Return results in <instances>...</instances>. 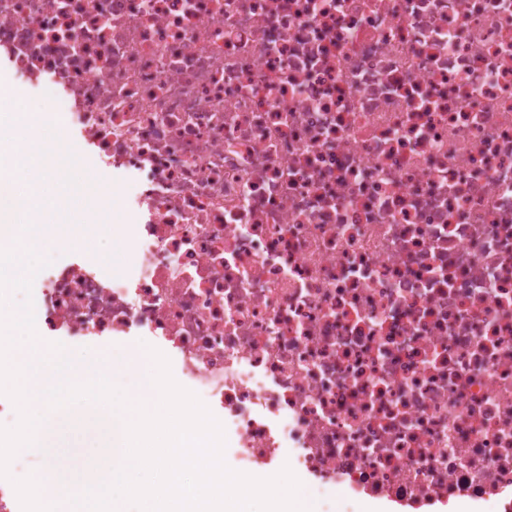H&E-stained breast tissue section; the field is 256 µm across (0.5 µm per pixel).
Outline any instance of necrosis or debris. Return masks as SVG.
Masks as SVG:
<instances>
[{
	"instance_id": "1",
	"label": "necrosis or debris",
	"mask_w": 512,
	"mask_h": 512,
	"mask_svg": "<svg viewBox=\"0 0 512 512\" xmlns=\"http://www.w3.org/2000/svg\"><path fill=\"white\" fill-rule=\"evenodd\" d=\"M129 221L43 344H132L237 471L512 512V0H0Z\"/></svg>"
}]
</instances>
